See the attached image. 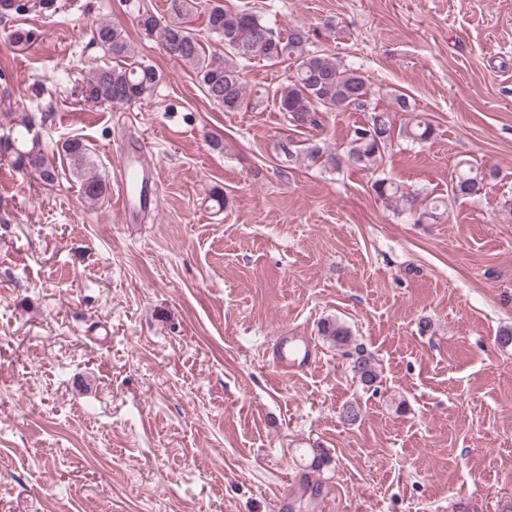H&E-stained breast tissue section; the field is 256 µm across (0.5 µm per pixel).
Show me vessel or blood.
Returning a JSON list of instances; mask_svg holds the SVG:
<instances>
[{
  "instance_id": "1",
  "label": "vessel or blood",
  "mask_w": 512,
  "mask_h": 512,
  "mask_svg": "<svg viewBox=\"0 0 512 512\" xmlns=\"http://www.w3.org/2000/svg\"><path fill=\"white\" fill-rule=\"evenodd\" d=\"M120 161L113 171V188L119 200L122 223L142 222L145 215L154 213L161 193L159 176L147 159L143 143L129 141L120 148ZM274 360L282 369L302 370L313 362L312 351L302 337H279Z\"/></svg>"
}]
</instances>
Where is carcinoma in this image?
<instances>
[{"label":"carcinoma","mask_w":512,"mask_h":512,"mask_svg":"<svg viewBox=\"0 0 512 512\" xmlns=\"http://www.w3.org/2000/svg\"><path fill=\"white\" fill-rule=\"evenodd\" d=\"M195 0H168V19L153 11L137 10L136 25L153 38L160 51L167 57L192 68L207 99L224 107L228 112L249 108L259 109L272 99L284 121L296 129H323L325 112H365L366 122L354 127L346 147V158L354 166L372 170L378 166L382 154L394 136L389 115L378 110L376 90L369 79L354 63L336 59L311 41L308 31L292 28L283 33L268 26L261 16L249 7H229L222 0H211L204 11L205 33L210 39L224 46V53H206L201 35L186 26L188 16L196 10ZM96 40L112 55L113 64L100 66L89 73L80 88V98L93 104L131 105L146 99L159 83L158 71L143 60L137 59L135 47L125 29L110 20L99 22ZM271 64H284L291 73L285 76L274 92L265 89H247L242 65L252 60ZM416 142H427L434 135V128L418 121L401 130ZM0 150L16 154L14 164L30 167L39 172L41 180L52 185L58 179L56 166L44 154L38 141L16 146V141L0 139ZM60 150L73 165L85 197L97 201L107 191V183L94 171L90 149L79 139H69ZM288 163L303 160H322L339 166L340 159L327 151L321 138H309L301 147L284 149ZM494 175L474 169L466 160L457 163L452 176V194L455 197L476 196L487 177ZM373 189L385 207L394 208L415 218L434 219L439 208L448 207L443 200L418 209L419 194L408 192L401 185L386 178L374 181ZM322 335L343 347L350 342V330L336 322L326 321ZM352 370L360 381L372 383L377 374L370 358L363 355L353 361Z\"/></svg>","instance_id":"obj_1"}]
</instances>
